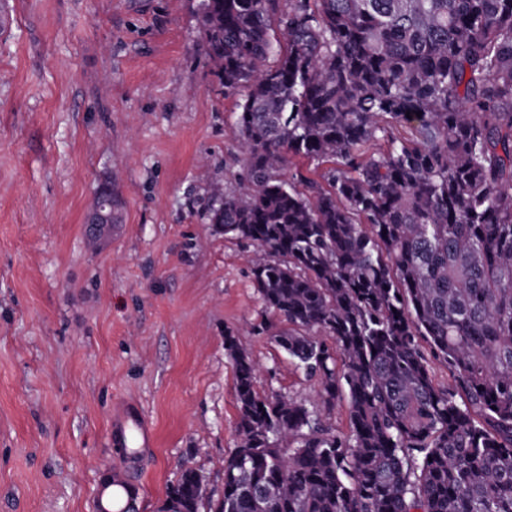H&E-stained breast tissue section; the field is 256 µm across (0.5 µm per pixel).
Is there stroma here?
I'll return each instance as SVG.
<instances>
[{
	"label": "stroma",
	"mask_w": 512,
	"mask_h": 512,
	"mask_svg": "<svg viewBox=\"0 0 512 512\" xmlns=\"http://www.w3.org/2000/svg\"><path fill=\"white\" fill-rule=\"evenodd\" d=\"M0 512H96L120 402L155 446L132 477L158 512L184 459L224 485L239 411L232 332L255 388L319 387L273 341L287 324L254 246L206 218L240 166L236 98L200 43L197 0H0ZM126 221L86 233L102 185Z\"/></svg>",
	"instance_id": "obj_1"
}]
</instances>
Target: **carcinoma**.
Segmentation results:
<instances>
[{
	"label": "carcinoma",
	"mask_w": 512,
	"mask_h": 512,
	"mask_svg": "<svg viewBox=\"0 0 512 512\" xmlns=\"http://www.w3.org/2000/svg\"><path fill=\"white\" fill-rule=\"evenodd\" d=\"M242 171L207 211L257 248L275 343L349 431L259 395L159 512H512V0H199ZM328 168L305 190L291 158ZM448 365L438 385L427 356Z\"/></svg>",
	"instance_id": "carcinoma-1"
}]
</instances>
